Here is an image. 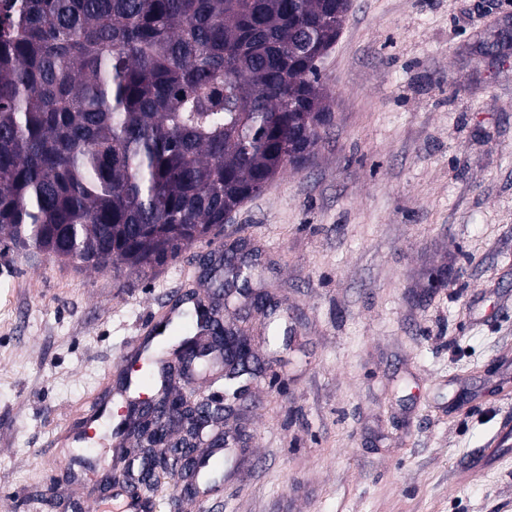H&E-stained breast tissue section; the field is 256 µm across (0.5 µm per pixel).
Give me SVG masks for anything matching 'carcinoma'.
I'll return each instance as SVG.
<instances>
[{"mask_svg":"<svg viewBox=\"0 0 512 512\" xmlns=\"http://www.w3.org/2000/svg\"><path fill=\"white\" fill-rule=\"evenodd\" d=\"M350 0H0V243L148 278L330 123Z\"/></svg>","mask_w":512,"mask_h":512,"instance_id":"obj_1","label":"carcinoma"}]
</instances>
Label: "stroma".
<instances>
[{
  "label": "stroma",
  "instance_id": "stroma-1",
  "mask_svg": "<svg viewBox=\"0 0 512 512\" xmlns=\"http://www.w3.org/2000/svg\"><path fill=\"white\" fill-rule=\"evenodd\" d=\"M512 0H351L332 125L225 222L274 320L210 512H512ZM209 239L147 279L0 244V512H74L116 466L71 441ZM503 445L480 472L472 459Z\"/></svg>",
  "mask_w": 512,
  "mask_h": 512
}]
</instances>
